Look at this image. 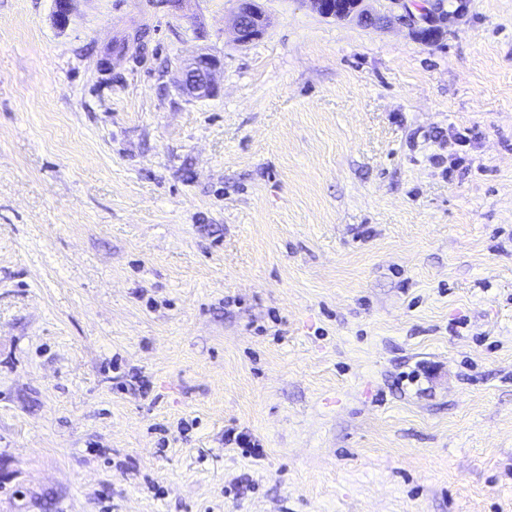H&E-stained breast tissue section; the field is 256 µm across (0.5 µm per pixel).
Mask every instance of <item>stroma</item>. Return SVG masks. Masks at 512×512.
I'll list each match as a JSON object with an SVG mask.
<instances>
[{"instance_id":"stroma-1","label":"stroma","mask_w":512,"mask_h":512,"mask_svg":"<svg viewBox=\"0 0 512 512\" xmlns=\"http://www.w3.org/2000/svg\"><path fill=\"white\" fill-rule=\"evenodd\" d=\"M256 2L0 0V512H512V0ZM267 25L266 17L252 4L245 2L235 19V30L238 41L248 43L263 34ZM321 15L345 19L350 17L363 0H309ZM463 3L458 2V5L453 10L445 8L444 0H431L429 8L421 15L420 21L423 26L420 27L419 32L430 34L433 38L437 39L443 34V25L463 11ZM218 63L206 56H198L187 63L182 72L181 85L190 96L203 97L215 90L213 73Z\"/></svg>"}]
</instances>
